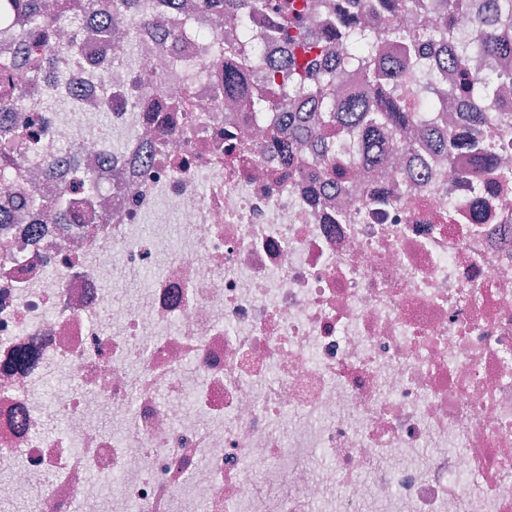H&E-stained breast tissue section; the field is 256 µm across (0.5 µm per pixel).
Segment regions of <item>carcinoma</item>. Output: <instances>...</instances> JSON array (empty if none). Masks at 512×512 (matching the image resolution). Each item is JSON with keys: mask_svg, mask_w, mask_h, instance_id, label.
<instances>
[{"mask_svg": "<svg viewBox=\"0 0 512 512\" xmlns=\"http://www.w3.org/2000/svg\"><path fill=\"white\" fill-rule=\"evenodd\" d=\"M138 0H95L94 8L101 21H117L136 10ZM435 5L438 23L433 28L416 26L398 28L390 18L403 12H421ZM346 0L336 9V23L316 30L310 26L308 0H199V8L222 10V16L234 18L255 13L270 25V40L283 47L281 60L269 64L264 79L271 89L281 90L294 101H305L311 123L288 131V136H272V146L284 157L291 156L296 142L316 138L322 150L312 160V169L325 180L338 184L349 182L352 165L374 168L386 160L387 148L380 139L385 131L398 135L412 125L423 122L424 113L435 103L420 100L418 87L399 84L400 73L390 69V58L399 50L395 64L417 76L427 75L420 47L439 42L450 48L445 65L453 75L448 100L464 104L475 95L493 100L496 80L473 72L467 56L482 52L490 57L512 53V0H484L482 12L473 22L469 40L459 36L458 19L469 7L467 0ZM8 7L28 16L31 29L23 39L35 40L50 51L55 39V19L44 12L42 0H8ZM366 9L385 20L375 32L359 23L358 9ZM336 45L337 62L329 59L331 45ZM44 56L18 59L0 55V122L15 116L18 104L26 98L29 82L45 65ZM354 70L357 87L352 99L342 106L331 103L330 83ZM250 72L240 60V50L230 46L224 54V92L249 90ZM284 104L280 95L272 94L248 100L255 112H274ZM497 108L474 111L465 124L435 136L432 129H422V136L433 140L439 152L448 156V167L455 169L459 155L466 154L483 166L494 162L492 149L474 130L493 123ZM348 137L358 144L357 157L348 163L333 162L329 135ZM39 131L29 126L19 128L10 141L0 146V172H8L15 159L11 152L23 141L35 139ZM27 212L37 224H75L77 218L61 199L25 202L21 195H0V224H11L18 213Z\"/></svg>", "mask_w": 512, "mask_h": 512, "instance_id": "cac0c4a2", "label": "carcinoma"}]
</instances>
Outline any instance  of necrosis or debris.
Instances as JSON below:
<instances>
[{
  "label": "necrosis or debris",
  "instance_id": "obj_1",
  "mask_svg": "<svg viewBox=\"0 0 512 512\" xmlns=\"http://www.w3.org/2000/svg\"><path fill=\"white\" fill-rule=\"evenodd\" d=\"M48 2L61 44L19 110L40 135L0 193L78 221L0 224V488L44 512H512V188L476 189L512 171V93L479 131L496 169L456 175L416 132L313 196L267 147L279 113L226 106L235 27L140 0L157 26L104 33L91 0Z\"/></svg>",
  "mask_w": 512,
  "mask_h": 512
}]
</instances>
